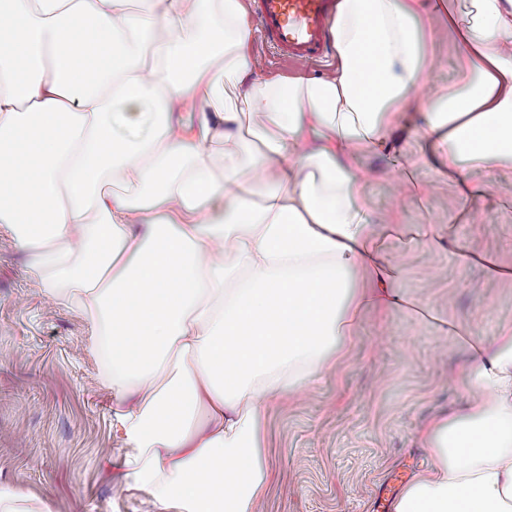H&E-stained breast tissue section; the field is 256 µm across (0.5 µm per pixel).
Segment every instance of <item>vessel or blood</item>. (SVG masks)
Returning <instances> with one entry per match:
<instances>
[{
  "mask_svg": "<svg viewBox=\"0 0 512 512\" xmlns=\"http://www.w3.org/2000/svg\"><path fill=\"white\" fill-rule=\"evenodd\" d=\"M252 18L277 60L312 64L331 54L336 0H251Z\"/></svg>",
  "mask_w": 512,
  "mask_h": 512,
  "instance_id": "1",
  "label": "vessel or blood"
}]
</instances>
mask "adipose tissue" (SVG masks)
I'll return each mask as SVG.
<instances>
[{
  "mask_svg": "<svg viewBox=\"0 0 512 512\" xmlns=\"http://www.w3.org/2000/svg\"><path fill=\"white\" fill-rule=\"evenodd\" d=\"M420 7L337 0L333 75L268 77L244 0H0V228L87 313L156 512H260L271 406L402 303L360 159L392 152L422 82ZM439 7L462 69L423 140L467 200L512 172V0ZM454 333L468 396L421 426L431 465L394 512H512V327Z\"/></svg>",
  "mask_w": 512,
  "mask_h": 512,
  "instance_id": "adipose-tissue-1",
  "label": "adipose tissue"
}]
</instances>
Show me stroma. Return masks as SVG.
I'll list each match as a JSON object with an SVG mask.
<instances>
[{
    "label": "stroma",
    "mask_w": 512,
    "mask_h": 512,
    "mask_svg": "<svg viewBox=\"0 0 512 512\" xmlns=\"http://www.w3.org/2000/svg\"><path fill=\"white\" fill-rule=\"evenodd\" d=\"M421 87L406 107L419 118L430 97L457 84L459 57L434 13ZM403 169L369 155L367 202L373 220L434 224L454 244L436 250L390 244L404 269L398 287L416 307L370 309L353 345L317 385L282 402L267 419L275 484L264 512H373L388 486L403 490L429 458L419 427L453 412L467 393V362L454 337L420 316L432 309L486 337L512 326V284L462 267L458 252H492L512 263V175L486 172L490 192L459 197L422 157L412 130L398 133ZM110 362L91 346L86 315L47 304L25 254L0 241V489L42 500L49 512H148L145 495L115 491L120 470L116 403L104 385Z\"/></svg>",
    "instance_id": "obj_1"
}]
</instances>
